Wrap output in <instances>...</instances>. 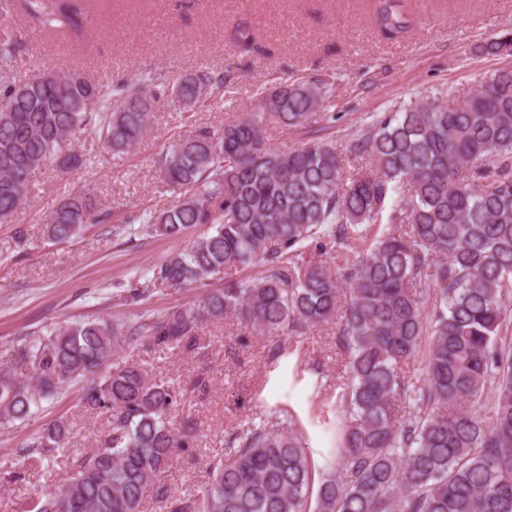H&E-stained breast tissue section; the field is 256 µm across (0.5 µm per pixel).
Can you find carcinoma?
<instances>
[{
  "mask_svg": "<svg viewBox=\"0 0 512 512\" xmlns=\"http://www.w3.org/2000/svg\"><path fill=\"white\" fill-rule=\"evenodd\" d=\"M19 10L36 26L76 16L69 0H0V67L26 49L9 24ZM373 16L389 39L413 22L406 0H374ZM510 44L505 34L478 49L498 55ZM227 79L203 65L109 82L77 69L53 82L0 77V224L26 201L41 166H85L82 153H58L76 132L125 154L147 134L163 94L195 105ZM490 82L461 103L440 94L382 113L346 156L326 142L281 151L267 140L269 125L301 127L329 99L323 79L281 82L258 111L171 143L159 174L173 203L125 223L170 238L195 224L214 232L156 265L127 299L204 288L223 269L256 274L228 275L224 289L158 319L76 321L14 351L33 376L0 368V426L32 417L78 379L83 407L109 425L101 446L76 455L66 421L41 431L26 449L29 467L50 474L71 455L80 481L30 499L25 512H146L151 488L159 512H512V69ZM397 197L391 223L379 224ZM110 220L79 189L47 215L45 233L63 243ZM315 244L341 252L311 261ZM229 317L275 337V364L289 341L336 323L341 411L316 417L332 447L316 463L292 415L266 413L233 430L208 480L181 500L160 482L196 437L192 421L173 422L183 393L122 356L119 341L199 355L211 344L207 324ZM417 362L419 387L406 371Z\"/></svg>",
  "mask_w": 512,
  "mask_h": 512,
  "instance_id": "carcinoma-1",
  "label": "carcinoma"
}]
</instances>
